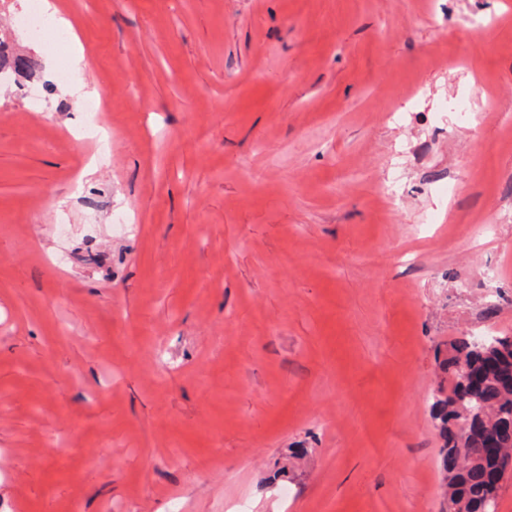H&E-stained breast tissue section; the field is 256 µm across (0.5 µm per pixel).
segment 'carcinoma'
<instances>
[{
  "mask_svg": "<svg viewBox=\"0 0 512 512\" xmlns=\"http://www.w3.org/2000/svg\"><path fill=\"white\" fill-rule=\"evenodd\" d=\"M466 363L485 367L482 386L468 397H459L462 388L455 365ZM512 366V335L495 336L482 349H477L474 341L460 337L450 345L448 354V390H439L432 394L433 415L438 420L443 443L439 448L440 458L450 451L461 454L467 460L469 486L480 488L482 472L487 467H499L505 460L512 459V435L504 434L502 425L512 421V389L504 388L499 383V371ZM483 413L484 425L481 431L466 436L459 441L448 437V421L455 418L462 421L471 413ZM490 437L500 441L504 448L502 460L497 461L485 455L484 448ZM441 512H470L466 498L458 490V482L447 476V491Z\"/></svg>",
  "mask_w": 512,
  "mask_h": 512,
  "instance_id": "obj_1",
  "label": "carcinoma"
}]
</instances>
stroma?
<instances>
[{
	"instance_id": "stroma-1",
	"label": "stroma",
	"mask_w": 512,
	"mask_h": 512,
	"mask_svg": "<svg viewBox=\"0 0 512 512\" xmlns=\"http://www.w3.org/2000/svg\"><path fill=\"white\" fill-rule=\"evenodd\" d=\"M37 3L0 0V512H439L448 345L512 335V0H57L68 79Z\"/></svg>"
}]
</instances>
